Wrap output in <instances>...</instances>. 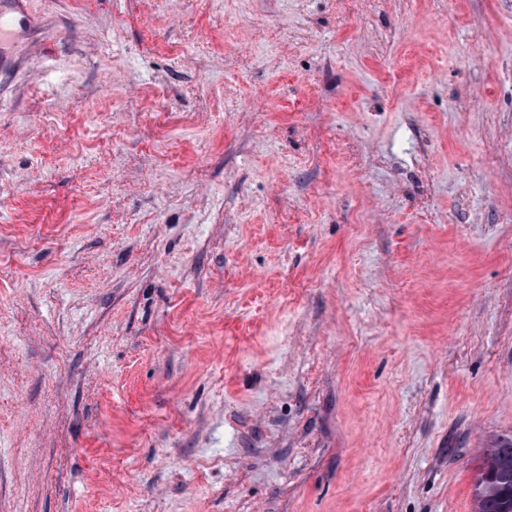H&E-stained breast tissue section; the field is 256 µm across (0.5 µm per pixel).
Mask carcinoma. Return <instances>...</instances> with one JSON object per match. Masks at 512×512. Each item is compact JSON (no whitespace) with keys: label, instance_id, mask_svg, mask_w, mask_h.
<instances>
[{"label":"carcinoma","instance_id":"carcinoma-1","mask_svg":"<svg viewBox=\"0 0 512 512\" xmlns=\"http://www.w3.org/2000/svg\"><path fill=\"white\" fill-rule=\"evenodd\" d=\"M476 512H512V436L497 438L478 468Z\"/></svg>","mask_w":512,"mask_h":512}]
</instances>
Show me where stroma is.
I'll return each instance as SVG.
<instances>
[{
    "mask_svg": "<svg viewBox=\"0 0 512 512\" xmlns=\"http://www.w3.org/2000/svg\"><path fill=\"white\" fill-rule=\"evenodd\" d=\"M28 7L0 512H475L512 436V0Z\"/></svg>",
    "mask_w": 512,
    "mask_h": 512,
    "instance_id": "35a3bbf8",
    "label": "stroma"
}]
</instances>
